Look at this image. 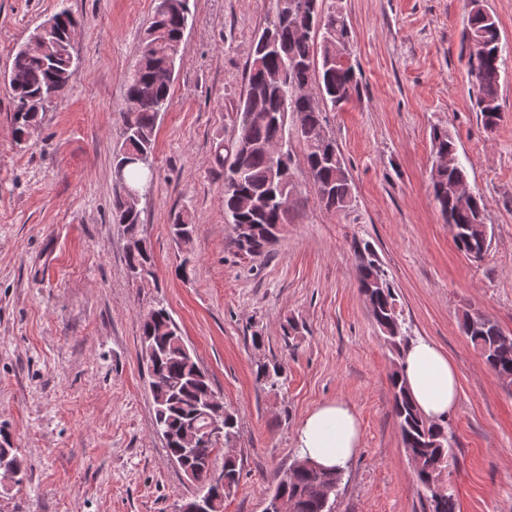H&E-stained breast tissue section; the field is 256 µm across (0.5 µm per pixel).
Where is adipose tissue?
Masks as SVG:
<instances>
[{"mask_svg": "<svg viewBox=\"0 0 512 512\" xmlns=\"http://www.w3.org/2000/svg\"><path fill=\"white\" fill-rule=\"evenodd\" d=\"M409 389L422 413L443 421L455 406L458 375L447 356L426 340L413 342L403 364ZM296 444L301 457L328 469L345 468L361 444L358 418L346 401L314 408L301 424Z\"/></svg>", "mask_w": 512, "mask_h": 512, "instance_id": "1", "label": "adipose tissue"}]
</instances>
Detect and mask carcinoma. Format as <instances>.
<instances>
[{
    "label": "carcinoma",
    "mask_w": 512,
    "mask_h": 512,
    "mask_svg": "<svg viewBox=\"0 0 512 512\" xmlns=\"http://www.w3.org/2000/svg\"><path fill=\"white\" fill-rule=\"evenodd\" d=\"M193 14L190 0H154L153 16L144 29L140 59L126 80V97L136 107L122 114L120 140L114 164L119 166L127 154L153 157L157 121L170 102L171 80L181 46ZM53 24L44 28L42 38L53 43L52 55L18 50L7 72L14 109L15 132L24 133L37 125L39 114L68 88L76 68L65 48L78 26L71 12L62 8L50 17ZM320 33L319 63H314L310 32ZM468 45L466 60L477 59L475 69L467 68L476 92L480 120L493 128L500 120L499 80L503 64L499 23L484 8L483 0H469V11L462 33ZM352 40L351 30L341 7L325 0H272L268 24L257 38L248 67L247 85L240 99L239 121L231 148L217 154L224 165V223L232 228L238 250L247 256L270 251L277 239L273 227L291 220V209L281 208L289 196H297L294 183H284L276 175L277 161L268 147L284 141L288 163H293L291 139L304 146L303 161L324 207L344 213L352 203L353 185L344 159L330 134L326 112L335 110L358 93V77L352 61L341 59ZM436 153L457 155L448 132L431 134ZM434 199L451 229L456 248L464 255L481 258L486 248L473 231L485 223L484 199L472 194L464 199L448 193V185L467 181L465 166L457 161L445 171L431 173ZM251 198L242 210L239 194ZM113 210L126 238L125 264L129 276L143 282L153 277L154 256L143 236L141 212L127 209L121 195H115ZM173 237L192 241L195 225L188 212L171 215ZM358 263L355 280L358 290L374 309L373 321L397 355L389 375L393 390L392 414L396 419L407 458L416 462L414 473L429 512H457L454 494L447 487L448 463H457L448 422L432 423L412 402L402 379V357L408 346L396 298L385 270L369 245H355ZM461 329L473 349L498 379H512V336L494 321H480V314L465 313ZM184 339L166 307L151 309L142 323L141 357L150 376L154 422L170 456L186 459L195 476L204 481L214 458L234 443L238 435L236 416L214 399L208 372L193 354L183 352ZM256 381L269 391L279 390L284 373L277 363H260ZM224 421V444L206 440L186 454L177 438L186 426L205 424L198 415L201 408ZM224 489L218 507L224 506L240 480L237 460L224 458ZM344 471L320 467H301L283 472L268 502L286 500L291 512H335Z\"/></svg>",
    "instance_id": "1"
}]
</instances>
